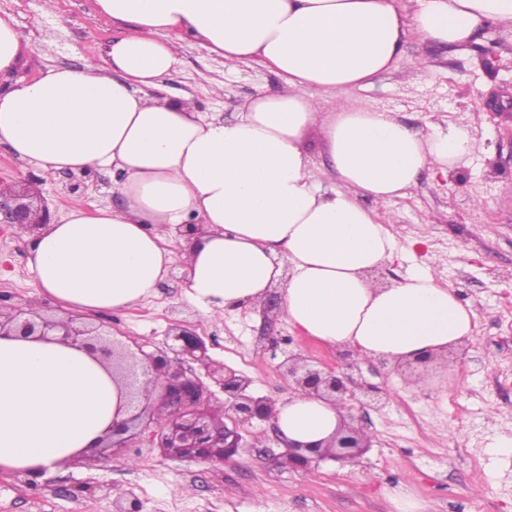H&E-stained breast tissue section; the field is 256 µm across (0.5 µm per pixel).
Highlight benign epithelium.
Instances as JSON below:
<instances>
[{
  "label": "benign epithelium",
  "instance_id": "obj_1",
  "mask_svg": "<svg viewBox=\"0 0 512 512\" xmlns=\"http://www.w3.org/2000/svg\"><path fill=\"white\" fill-rule=\"evenodd\" d=\"M53 216L40 195L38 180L29 178L14 184L0 181V224H8L15 233L33 234L51 223ZM15 331L20 335L50 332L60 334V340L79 342L94 354L112 363L129 390L130 401L157 394L153 406L164 410L163 420L151 419L147 442L162 454L196 462H222L247 447L244 433L253 422H268L277 426L276 404L267 397L248 392L251 381L235 369L217 363L208 354V347L196 329L179 323L171 327L162 345L152 352L140 351L136 356L114 340L101 337L99 328L76 316L57 318L33 308L23 309L0 304V335ZM341 363L326 369L313 368L295 354L281 363L283 376L293 392L315 395L347 409L354 397V380L349 370L350 351L340 354ZM183 362L198 364L212 384L224 393V414H215L214 393L200 377L179 368ZM139 416L121 424H112L106 447L132 448L136 434L131 432ZM281 454L288 466L306 468L327 459L352 461L371 447V439L363 431L343 425L334 441L326 446L282 441ZM113 512H141V504L130 492L112 500Z\"/></svg>",
  "mask_w": 512,
  "mask_h": 512
}]
</instances>
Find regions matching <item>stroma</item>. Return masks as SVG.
Masks as SVG:
<instances>
[{
  "instance_id": "obj_1",
  "label": "stroma",
  "mask_w": 512,
  "mask_h": 512,
  "mask_svg": "<svg viewBox=\"0 0 512 512\" xmlns=\"http://www.w3.org/2000/svg\"><path fill=\"white\" fill-rule=\"evenodd\" d=\"M0 9L52 44L43 60L48 67L102 64L123 33L98 14L95 0H54L49 9L44 0H0ZM404 55L373 86L344 95L415 129L451 122L476 140L474 153L448 175L423 172L409 197L389 204L398 256L377 274L393 282L437 273L441 286L474 307V337L456 371L424 389L408 372L355 362L353 424L373 446L354 470L332 461L289 468L273 430L258 423L251 447L224 463L198 464L145 447L132 465L128 449L110 448L32 480L1 472L0 512H112L116 491L125 489L139 496L142 512H393L395 494L425 503L426 512H512V32L487 29L460 52L411 37ZM202 73L223 84L221 100L200 90ZM281 84L272 68L225 62L188 39L167 91L229 119L256 89L272 93ZM32 174L57 218L120 202L111 172L46 171L0 146V181ZM26 251L23 239L0 224V295L12 305L50 310L36 293ZM259 306L210 322L186 298L183 283L168 276L137 307L100 322L148 352L173 321L196 326L200 335L216 336L208 349L214 361L249 377L256 395L281 402L291 394L280 368L287 355L323 368L335 366L339 351L289 325L280 286L269 288ZM375 389L389 394L386 405L373 401Z\"/></svg>"
}]
</instances>
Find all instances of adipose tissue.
I'll return each instance as SVG.
<instances>
[{"label": "adipose tissue", "mask_w": 512, "mask_h": 512, "mask_svg": "<svg viewBox=\"0 0 512 512\" xmlns=\"http://www.w3.org/2000/svg\"><path fill=\"white\" fill-rule=\"evenodd\" d=\"M123 26L103 64L40 68L14 16L0 11V145L46 170L112 173L120 207L73 210L27 246L39 294L95 318L148 298L183 260L186 293L208 317L283 287L288 322L305 335L388 364L436 357L472 340L474 309L428 273L381 285L395 235L387 205L423 170L448 173L475 141L455 125L412 130L388 112L340 102L392 69L413 36L456 50L490 26L512 31V0H96ZM227 61L257 60L283 80L232 119L166 98L177 40ZM319 130L327 166L303 149ZM338 187H330L329 179ZM200 240L175 254L176 229ZM131 415L111 368L56 334L0 336V472L36 477L93 454ZM341 409L299 394L277 406L284 439L319 442Z\"/></svg>", "instance_id": "ef3b65f1"}]
</instances>
